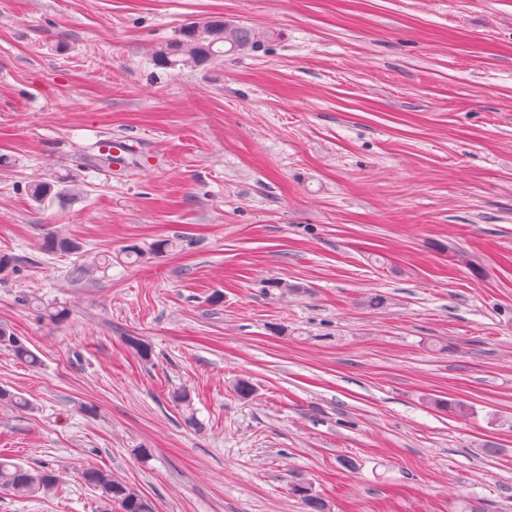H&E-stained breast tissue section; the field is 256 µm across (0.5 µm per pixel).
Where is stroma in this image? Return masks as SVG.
<instances>
[{"label":"stroma","mask_w":512,"mask_h":512,"mask_svg":"<svg viewBox=\"0 0 512 512\" xmlns=\"http://www.w3.org/2000/svg\"><path fill=\"white\" fill-rule=\"evenodd\" d=\"M211 16L270 37L154 63ZM112 136L160 168L101 165ZM59 230L80 250L46 253ZM1 252L0 329L40 363L0 346L32 403L0 407V457L58 481L0 512H100L87 466L153 512H303L296 484L329 512H512V0H0ZM175 243L171 240H163L154 243L149 250L142 249L137 246H126L123 248V254L129 260L130 263L145 262L148 259L154 258L163 254L168 249H172Z\"/></svg>","instance_id":"1"}]
</instances>
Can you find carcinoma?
<instances>
[{
  "instance_id": "cac0c4a2",
  "label": "carcinoma",
  "mask_w": 512,
  "mask_h": 512,
  "mask_svg": "<svg viewBox=\"0 0 512 512\" xmlns=\"http://www.w3.org/2000/svg\"><path fill=\"white\" fill-rule=\"evenodd\" d=\"M265 35L251 27L230 24L221 17H212L203 22H193L181 28L171 40L161 44L154 52L155 60L165 67L202 68L224 60L225 55L234 56L260 46ZM31 199L40 205L48 201L63 203V197L53 192L50 183L39 181L28 185ZM176 246L171 240H163L148 250L137 246H126L123 254L131 263H140L154 258ZM45 250L52 254H68L76 250L75 242L64 235L53 234L45 240ZM0 344L11 348L19 360L35 366L39 363L36 354L18 338L0 332ZM0 404L18 411L31 407L30 402L18 393L0 387ZM80 479L98 499L102 512H150L148 502L132 486L100 468H84ZM56 475L46 466L37 468L9 460H0V488L16 496H34L50 490ZM301 496L305 512H326L325 503L304 485H294Z\"/></svg>"
}]
</instances>
